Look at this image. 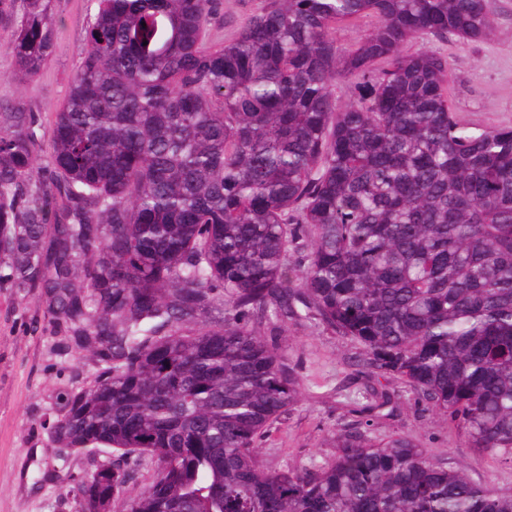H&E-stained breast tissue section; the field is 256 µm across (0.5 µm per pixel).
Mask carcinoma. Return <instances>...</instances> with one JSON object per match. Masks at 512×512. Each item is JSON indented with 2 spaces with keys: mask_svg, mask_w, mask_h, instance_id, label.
Here are the masks:
<instances>
[{
  "mask_svg": "<svg viewBox=\"0 0 512 512\" xmlns=\"http://www.w3.org/2000/svg\"><path fill=\"white\" fill-rule=\"evenodd\" d=\"M49 3L17 21L28 77L56 39ZM218 5L98 0L49 190L28 189L38 117L0 113V281L98 365L53 438L116 454L69 492L98 512L148 456L165 473L127 512H512V492L357 426L322 466L263 469L256 443L298 381L250 326L305 308L512 461V128L463 123L448 61L401 53L488 38V0H267L207 46ZM364 15L377 27L338 46L332 27ZM217 304L221 324L193 331Z\"/></svg>",
  "mask_w": 512,
  "mask_h": 512,
  "instance_id": "1",
  "label": "carcinoma"
}]
</instances>
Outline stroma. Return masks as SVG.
Returning a JSON list of instances; mask_svg holds the SVG:
<instances>
[{
	"label": "stroma",
	"mask_w": 512,
	"mask_h": 512,
	"mask_svg": "<svg viewBox=\"0 0 512 512\" xmlns=\"http://www.w3.org/2000/svg\"><path fill=\"white\" fill-rule=\"evenodd\" d=\"M264 3L222 0L207 44L233 38ZM11 7L13 20L0 22V112L38 115V164L48 171L55 114L87 50L85 33L97 2L52 0L57 37L48 60L31 78L18 72L11 52L15 18L24 4L13 0ZM489 9L494 20L490 39L424 38L403 46L407 55L425 50L447 60L449 103L463 122L481 129L512 127V0H489ZM257 330L279 348L299 383L297 402L257 443L265 468L323 465L334 454L337 431L366 421L372 439L410 438L433 460L463 469L474 483L512 490V463L472 448L456 425L427 409L402 380L386 381L389 405L365 411L366 401L357 394L366 381L357 367L359 347L324 329L313 316L285 324L270 319ZM69 334L47 313L38 294L0 283V512H77L68 484L84 480L111 459L109 449L63 448L51 436L58 397L91 382L96 373L92 360L66 355Z\"/></svg>",
	"instance_id": "obj_1"
}]
</instances>
